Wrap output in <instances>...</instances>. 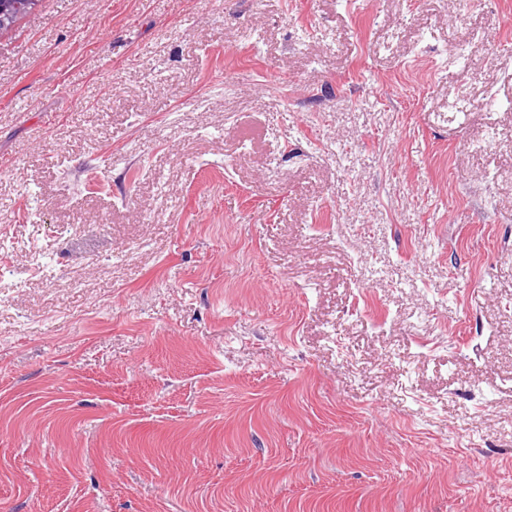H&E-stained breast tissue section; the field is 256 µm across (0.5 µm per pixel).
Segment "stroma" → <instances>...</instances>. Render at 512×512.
<instances>
[{"label":"stroma","mask_w":512,"mask_h":512,"mask_svg":"<svg viewBox=\"0 0 512 512\" xmlns=\"http://www.w3.org/2000/svg\"><path fill=\"white\" fill-rule=\"evenodd\" d=\"M0 245V512H512V0H39Z\"/></svg>","instance_id":"35a3bbf8"}]
</instances>
